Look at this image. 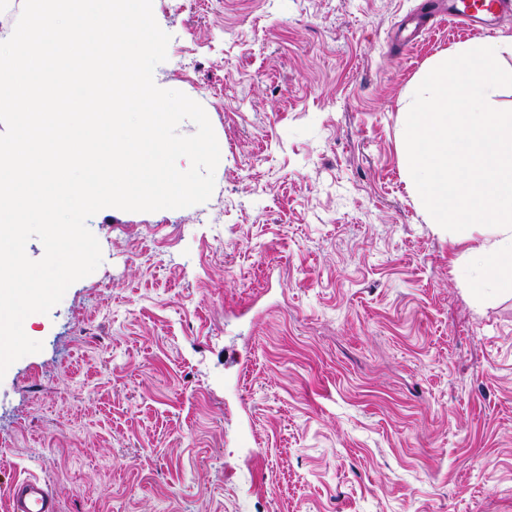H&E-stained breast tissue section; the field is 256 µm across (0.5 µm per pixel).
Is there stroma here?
<instances>
[{"label": "stroma", "instance_id": "obj_1", "mask_svg": "<svg viewBox=\"0 0 512 512\" xmlns=\"http://www.w3.org/2000/svg\"><path fill=\"white\" fill-rule=\"evenodd\" d=\"M426 4L153 0L215 188L88 220L101 265L0 380V512L30 475L57 512H512V291L473 297L488 229L428 223L401 139L425 65L512 15L401 46Z\"/></svg>", "mask_w": 512, "mask_h": 512}]
</instances>
